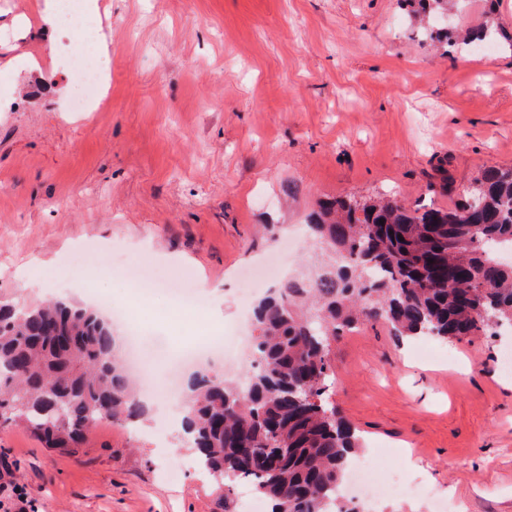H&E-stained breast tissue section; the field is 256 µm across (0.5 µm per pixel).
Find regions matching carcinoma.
<instances>
[{"instance_id":"cac0c4a2","label":"carcinoma","mask_w":512,"mask_h":512,"mask_svg":"<svg viewBox=\"0 0 512 512\" xmlns=\"http://www.w3.org/2000/svg\"><path fill=\"white\" fill-rule=\"evenodd\" d=\"M307 229L326 251L322 271L254 305L247 388L209 371L189 384L185 440L225 488L224 512L238 482L270 512H349L339 489L362 438L325 399L341 328L381 321L451 343L512 331V168L483 169L448 208L329 198ZM144 412L96 310L0 301V428L76 455L98 422Z\"/></svg>"}]
</instances>
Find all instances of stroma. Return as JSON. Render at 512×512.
I'll use <instances>...</instances> for the list:
<instances>
[{"label":"stroma","mask_w":512,"mask_h":512,"mask_svg":"<svg viewBox=\"0 0 512 512\" xmlns=\"http://www.w3.org/2000/svg\"><path fill=\"white\" fill-rule=\"evenodd\" d=\"M47 0H0V300L94 305L139 329L155 376L240 323L242 276L320 199L448 206L512 167V0H448L430 30L412 0H97L112 57L103 111L72 112L71 37ZM489 28L481 53L457 43ZM195 289L204 322L167 315ZM381 322L339 332L330 399L382 464L460 512H512V335L419 360ZM181 405L92 429L75 456L0 429V501L25 512H222Z\"/></svg>","instance_id":"1"}]
</instances>
